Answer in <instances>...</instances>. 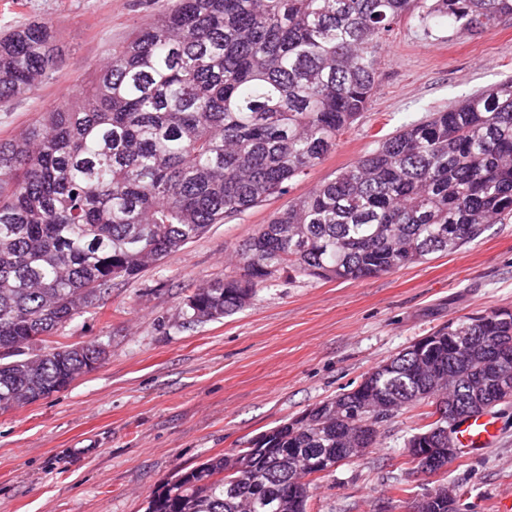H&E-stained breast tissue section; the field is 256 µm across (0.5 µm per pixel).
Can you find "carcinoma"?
Instances as JSON below:
<instances>
[{
    "label": "carcinoma",
    "mask_w": 512,
    "mask_h": 512,
    "mask_svg": "<svg viewBox=\"0 0 512 512\" xmlns=\"http://www.w3.org/2000/svg\"><path fill=\"white\" fill-rule=\"evenodd\" d=\"M480 34L512 19V0H170L75 88L14 137L0 138V412L93 371L52 335L212 224L242 214L320 163L369 104L380 54L402 17ZM60 40L44 20L0 35V102L32 94ZM512 218V79L381 139L332 180L260 226L242 274L196 289L192 321L245 307L275 273L360 280L451 253ZM512 353V309L440 328L301 419L215 456L152 496L147 512H307L323 461L375 447L407 406L428 422L404 442L492 413L495 354ZM344 407L336 417L335 401ZM426 444H421V441ZM448 487L423 512H448Z\"/></svg>",
    "instance_id": "1"
}]
</instances>
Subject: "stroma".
Here are the masks:
<instances>
[{
    "label": "stroma",
    "instance_id": "1",
    "mask_svg": "<svg viewBox=\"0 0 512 512\" xmlns=\"http://www.w3.org/2000/svg\"><path fill=\"white\" fill-rule=\"evenodd\" d=\"M167 0H0V30L51 21L62 53L31 95L0 105V138L88 83L113 47ZM512 76V20L479 35L453 25L394 26L362 118L283 194L211 225L160 265L117 279L93 307L47 337L104 342L107 357L67 389L0 413V512H146L183 472L229 455L373 368L466 316L512 309V220L459 250L358 281L275 274L241 310L189 322L194 289L238 276L236 253L256 229L378 140ZM497 445L437 473L409 463L403 442L425 423L404 409L375 448L316 482L308 512H410L440 484L460 512H512V406Z\"/></svg>",
    "mask_w": 512,
    "mask_h": 512
}]
</instances>
